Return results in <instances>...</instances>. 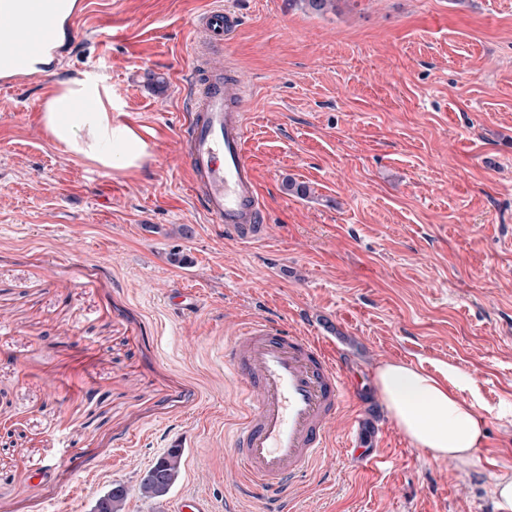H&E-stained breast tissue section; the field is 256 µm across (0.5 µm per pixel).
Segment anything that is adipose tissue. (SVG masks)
I'll use <instances>...</instances> for the list:
<instances>
[{
  "instance_id": "1",
  "label": "adipose tissue",
  "mask_w": 512,
  "mask_h": 512,
  "mask_svg": "<svg viewBox=\"0 0 512 512\" xmlns=\"http://www.w3.org/2000/svg\"><path fill=\"white\" fill-rule=\"evenodd\" d=\"M112 110L111 87L87 74L57 82L44 100L42 122L64 154L100 169L142 167L151 157L148 142ZM468 380L454 366L435 376L399 361L381 364L373 377L397 427L415 447L463 466L486 438L483 416L458 395Z\"/></svg>"
}]
</instances>
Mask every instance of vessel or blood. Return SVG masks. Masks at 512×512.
<instances>
[{"instance_id": "obj_1", "label": "vessel or blood", "mask_w": 512, "mask_h": 512, "mask_svg": "<svg viewBox=\"0 0 512 512\" xmlns=\"http://www.w3.org/2000/svg\"><path fill=\"white\" fill-rule=\"evenodd\" d=\"M78 0H0V86L33 78L35 60L61 51V33L74 30ZM237 17L211 7L202 17L208 49L224 44ZM192 106L178 137L191 169L201 210L239 242L263 235L265 207L245 137L250 83L199 66L191 70ZM177 313L194 312L197 295L182 288L166 293ZM220 357L241 376L246 416L232 434L243 484L265 496L290 488L317 464L329 446V424L356 384L342 362L314 339L263 318L246 322Z\"/></svg>"}]
</instances>
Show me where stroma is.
Masks as SVG:
<instances>
[{"label": "stroma", "mask_w": 512, "mask_h": 512, "mask_svg": "<svg viewBox=\"0 0 512 512\" xmlns=\"http://www.w3.org/2000/svg\"><path fill=\"white\" fill-rule=\"evenodd\" d=\"M214 0H89L52 73L0 89V512H91L113 482L154 512L142 474L184 446L171 497L267 512L241 492L230 436L241 381L219 363L243 319L311 336L368 402L290 512H499L512 477V0H223L242 22L224 59L251 82L246 154L265 241L210 223L175 151L189 48ZM95 73L153 158L131 171L63 154L41 104ZM309 186L306 197L288 181ZM192 289L200 308L170 311ZM386 361L472 378L487 437L470 465L399 431L373 373ZM166 298L174 305V309L179 314L193 313L199 306L196 293L188 288L177 291L169 289L166 292Z\"/></svg>", "instance_id": "stroma-1"}]
</instances>
